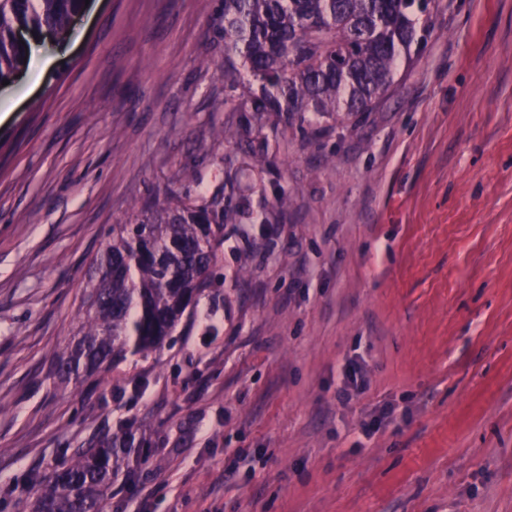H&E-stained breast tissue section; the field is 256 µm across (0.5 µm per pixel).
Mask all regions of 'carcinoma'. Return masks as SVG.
Returning a JSON list of instances; mask_svg holds the SVG:
<instances>
[{"mask_svg":"<svg viewBox=\"0 0 512 512\" xmlns=\"http://www.w3.org/2000/svg\"><path fill=\"white\" fill-rule=\"evenodd\" d=\"M432 0H224V84L242 95L236 112H369L394 83L398 64L420 43L419 16ZM83 0H0V83L25 66L20 28L65 39ZM249 75L240 80L232 58ZM224 243V185L183 184L132 210L94 261L81 336L56 357L62 381L87 380L128 351L156 349L211 285ZM133 425L74 450L36 492L34 512H104L119 480L142 462Z\"/></svg>","mask_w":512,"mask_h":512,"instance_id":"1","label":"carcinoma"}]
</instances>
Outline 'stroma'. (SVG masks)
Returning <instances> with one entry per match:
<instances>
[{"mask_svg":"<svg viewBox=\"0 0 512 512\" xmlns=\"http://www.w3.org/2000/svg\"><path fill=\"white\" fill-rule=\"evenodd\" d=\"M426 29L372 111L218 146L224 0H90L37 36L51 65L0 87V512L130 423L146 460L105 512H512V0ZM184 178L224 187L211 287L60 381L112 226ZM346 381L337 397L342 403H348L353 397L362 394L365 389V380L362 369L356 365H350L346 370Z\"/></svg>","mask_w":512,"mask_h":512,"instance_id":"35a3bbf8","label":"stroma"}]
</instances>
